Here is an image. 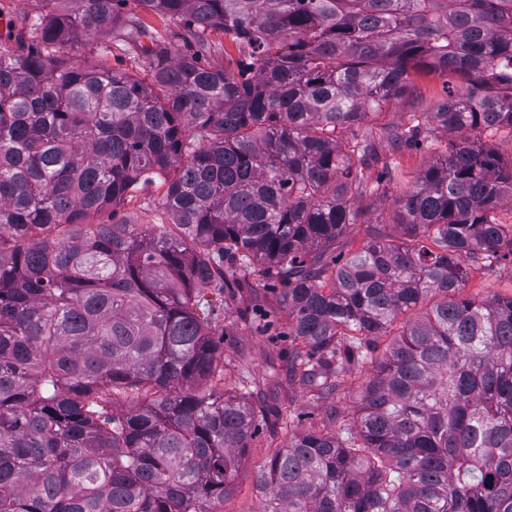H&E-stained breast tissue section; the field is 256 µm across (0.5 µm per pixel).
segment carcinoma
<instances>
[{
    "instance_id": "1",
    "label": "carcinoma",
    "mask_w": 512,
    "mask_h": 512,
    "mask_svg": "<svg viewBox=\"0 0 512 512\" xmlns=\"http://www.w3.org/2000/svg\"><path fill=\"white\" fill-rule=\"evenodd\" d=\"M40 2L0 50V512H216L266 417L213 385L201 292L229 272L284 287L311 391L372 366L353 423L257 471L258 512H512V296L463 295L471 267L512 263V158L481 138L512 131V0ZM209 32L247 67L203 64ZM99 35L149 79L59 55ZM422 71L466 87L395 149L428 125L460 139L402 194L373 190L400 236L329 261L381 161L359 128ZM155 178L176 231L90 223Z\"/></svg>"
}]
</instances>
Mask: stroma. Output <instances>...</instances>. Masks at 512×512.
<instances>
[{
    "label": "stroma",
    "mask_w": 512,
    "mask_h": 512,
    "mask_svg": "<svg viewBox=\"0 0 512 512\" xmlns=\"http://www.w3.org/2000/svg\"><path fill=\"white\" fill-rule=\"evenodd\" d=\"M39 9L38 0H0V49L15 50V33L26 26ZM413 81L416 91L411 102L367 119L365 127L376 139H383L388 128L408 123L413 113L435 111L446 96L445 86L460 88L464 85L456 75L445 79L420 73L414 75ZM448 140L447 132L432 128L422 134L418 147L389 153L386 165L365 169V179L371 184L384 181L390 195H399L426 164L446 151ZM163 193L162 181L145 184L116 211H103L94 221L98 224H109L116 219L133 224L168 223L169 217L160 206ZM375 223L381 224L389 235L400 233L392 207L379 208L367 213L365 223L346 230L336 244L337 252L347 255L357 250L368 236L369 225ZM281 291V284L274 281L269 288L257 291L240 286L229 297L210 289L205 292L215 309L212 332L223 351L218 360L224 369L220 389L231 396H243L254 405L264 404L275 410L241 459L234 478L235 490L225 499L223 512H257L259 495L255 475L259 467L292 435L322 429L335 417L352 422L358 409L361 371H352L340 394L329 397L309 393L291 376L288 355L293 345L287 337L288 316L279 303ZM464 293L480 300L493 295L511 296L512 266L491 272L471 269Z\"/></svg>",
    "instance_id": "35a3bbf8"
}]
</instances>
